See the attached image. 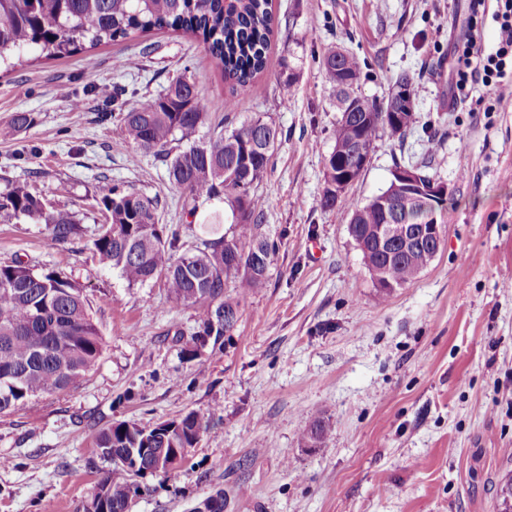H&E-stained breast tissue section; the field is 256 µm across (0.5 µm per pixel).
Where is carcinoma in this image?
Listing matches in <instances>:
<instances>
[{
	"label": "carcinoma",
	"instance_id": "carcinoma-1",
	"mask_svg": "<svg viewBox=\"0 0 512 512\" xmlns=\"http://www.w3.org/2000/svg\"><path fill=\"white\" fill-rule=\"evenodd\" d=\"M275 27L271 0H0V66L13 67L28 54L58 57L89 51L103 42L125 39L135 32L170 29L192 35L229 85L227 108L237 107L235 93L245 90L264 72ZM324 78L336 91L340 119L332 131V152L338 161L325 163L321 206H336L330 189L338 178H358L361 160L369 159L376 142L399 137L405 129L391 118L392 98L379 103L345 87L360 80L365 61L329 44L322 50ZM211 120L204 95L193 76L173 80L164 93L142 96L123 113L124 147L152 151L167 162L170 181L181 190L183 207L192 216L201 205L216 206L199 224L196 243L181 249L188 224L160 222L157 201L147 194L116 188L99 200L107 223L92 240L93 252L126 280L143 285L161 279L171 298L204 307L196 333L198 347L217 345L234 324L220 321L222 311L238 319V303L225 295L232 286L241 293L266 287L278 246L262 230L265 202L251 193L265 173L278 133L260 114L228 132L221 128L201 144L182 146ZM387 208L377 203L355 207L349 224L365 239L364 264L381 299L410 283L436 257L437 244L424 241L393 252L373 236L380 224H403L412 231L426 214L441 211L438 202L417 195L380 193ZM227 204L231 231L224 230ZM26 222L47 226L52 240L66 242L82 232L80 219L55 210L25 183L0 192V223ZM103 340L90 315L82 288L68 276L37 271L19 262L0 263V413L30 399L59 394L79 383L100 359ZM208 421L193 411L157 423L143 433L139 425L118 421L102 430L96 447L103 456H116L110 472L98 483L107 512H128L130 497L139 486L134 478L152 467L156 448H194ZM332 427L316 417L303 436L309 448L321 447ZM498 512H512V474L497 489Z\"/></svg>",
	"mask_w": 512,
	"mask_h": 512
}]
</instances>
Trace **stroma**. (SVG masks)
<instances>
[{
    "label": "stroma",
    "instance_id": "35a3bbf8",
    "mask_svg": "<svg viewBox=\"0 0 512 512\" xmlns=\"http://www.w3.org/2000/svg\"><path fill=\"white\" fill-rule=\"evenodd\" d=\"M272 10L266 69L232 113L220 70L182 32L0 72V191L27 182L83 227L57 243L45 225L0 223V262L67 274L104 341L79 384L0 414V512H84L111 468L95 447L101 430L190 411L208 430L183 464L139 478L131 512H190L218 489L224 512H497L496 490L512 472V100L493 112L448 102L467 0H272ZM329 43L365 60V97L386 99L407 74L415 108L404 139L379 140L326 210L324 166L340 117L320 67ZM286 61L298 74L288 93ZM184 71L212 120L261 112L279 131L252 188L279 241L268 284L241 298L220 352L193 358L202 308L176 302L159 279L128 286L92 252L105 222L98 201L115 187L158 196L163 223H187L165 163L118 148L119 108L105 103L118 87L128 101L158 95ZM18 112L33 116L29 129L13 131ZM422 161L450 191L444 241L383 300L348 222L388 187L396 164ZM317 415L333 433L309 448L303 434Z\"/></svg>",
    "mask_w": 512,
    "mask_h": 512
}]
</instances>
